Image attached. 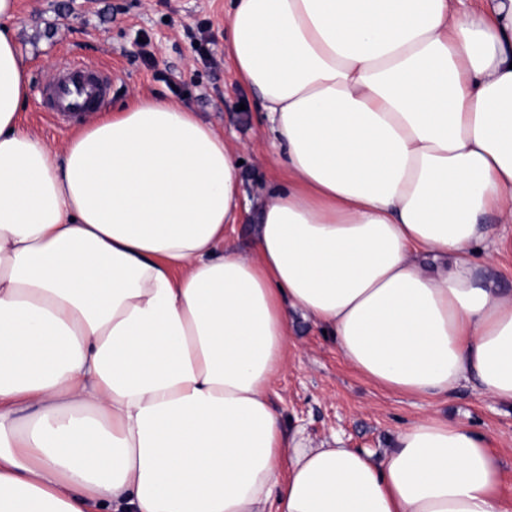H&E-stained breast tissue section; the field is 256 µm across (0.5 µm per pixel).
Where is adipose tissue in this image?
<instances>
[{"instance_id":"obj_1","label":"adipose tissue","mask_w":512,"mask_h":512,"mask_svg":"<svg viewBox=\"0 0 512 512\" xmlns=\"http://www.w3.org/2000/svg\"><path fill=\"white\" fill-rule=\"evenodd\" d=\"M0 0V512H512L480 434L439 415L379 458L287 437L297 320L375 385L512 408V0H231L273 176L251 252L240 147L181 101L24 130ZM494 215L495 224L485 223ZM256 223V214L253 210L243 213L239 224L236 225L235 232L231 235V240L235 247L242 252H248L252 235L253 224ZM480 265L501 288L512 289V250H506L497 256L496 261L489 267Z\"/></svg>"}]
</instances>
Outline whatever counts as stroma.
Listing matches in <instances>:
<instances>
[{"instance_id":"1","label":"stroma","mask_w":512,"mask_h":512,"mask_svg":"<svg viewBox=\"0 0 512 512\" xmlns=\"http://www.w3.org/2000/svg\"><path fill=\"white\" fill-rule=\"evenodd\" d=\"M229 0H18L12 21L30 70L24 129L59 144L74 123L43 111L45 77L85 60L112 76L107 104L162 95L189 105L232 143L247 144L241 166L248 194L270 181V147L258 122L260 100L237 82L227 53ZM272 398L287 431L309 446L334 443L381 454L395 431L426 414L468 424L503 462L502 492L512 501V409L464 386L446 399L389 392L366 381L310 323L295 327Z\"/></svg>"}]
</instances>
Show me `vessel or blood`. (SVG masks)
I'll list each match as a JSON object with an SVG mask.
<instances>
[{"label": "vessel or blood", "instance_id": "b4317fda", "mask_svg": "<svg viewBox=\"0 0 512 512\" xmlns=\"http://www.w3.org/2000/svg\"><path fill=\"white\" fill-rule=\"evenodd\" d=\"M105 70L98 65L76 62L49 76L46 82L47 109L58 113H88L108 93Z\"/></svg>", "mask_w": 512, "mask_h": 512}]
</instances>
